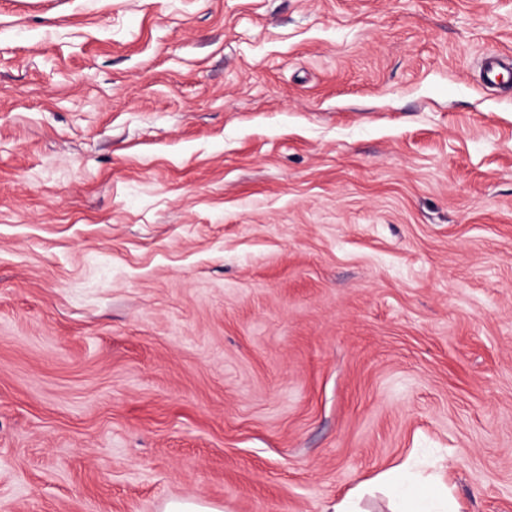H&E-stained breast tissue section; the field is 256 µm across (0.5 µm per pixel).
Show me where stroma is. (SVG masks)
<instances>
[{
	"label": "stroma",
	"instance_id": "stroma-1",
	"mask_svg": "<svg viewBox=\"0 0 512 512\" xmlns=\"http://www.w3.org/2000/svg\"><path fill=\"white\" fill-rule=\"evenodd\" d=\"M512 0H0V512H324L427 449L512 512ZM163 512H220L219 509L195 498L182 497L166 502Z\"/></svg>",
	"mask_w": 512,
	"mask_h": 512
}]
</instances>
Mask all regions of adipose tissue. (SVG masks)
Masks as SVG:
<instances>
[{"label": "adipose tissue", "instance_id": "adipose-tissue-1", "mask_svg": "<svg viewBox=\"0 0 512 512\" xmlns=\"http://www.w3.org/2000/svg\"><path fill=\"white\" fill-rule=\"evenodd\" d=\"M393 504V512H458L441 474L423 477L409 465L393 467L376 478Z\"/></svg>", "mask_w": 512, "mask_h": 512}]
</instances>
